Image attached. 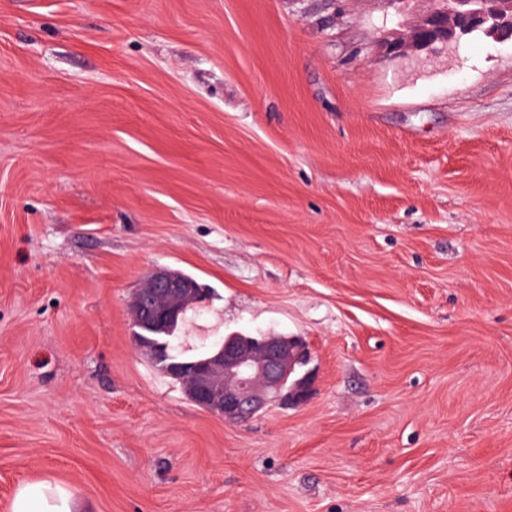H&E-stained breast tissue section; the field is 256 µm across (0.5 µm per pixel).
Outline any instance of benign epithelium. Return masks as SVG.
Wrapping results in <instances>:
<instances>
[{"instance_id":"7a95c632","label":"benign epithelium","mask_w":512,"mask_h":512,"mask_svg":"<svg viewBox=\"0 0 512 512\" xmlns=\"http://www.w3.org/2000/svg\"><path fill=\"white\" fill-rule=\"evenodd\" d=\"M429 8L404 32L380 39L388 54L400 57L410 50L448 48L472 33L495 41H512V0H426ZM145 285L131 297L140 337L155 360L185 385L192 402L228 424L251 420L273 403L299 404L306 400L310 380L297 379L305 363V346L297 336L224 337L211 356L182 371L168 363L171 330L168 324L199 303L200 289L186 273L168 267L150 271Z\"/></svg>"}]
</instances>
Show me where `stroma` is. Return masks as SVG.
Returning a JSON list of instances; mask_svg holds the SVG:
<instances>
[{
    "label": "stroma",
    "instance_id": "1",
    "mask_svg": "<svg viewBox=\"0 0 512 512\" xmlns=\"http://www.w3.org/2000/svg\"><path fill=\"white\" fill-rule=\"evenodd\" d=\"M386 0H0V512H512V44L393 57ZM300 336L229 425L134 340ZM78 504L63 487L48 482L24 484L16 492L9 512H76Z\"/></svg>",
    "mask_w": 512,
    "mask_h": 512
}]
</instances>
